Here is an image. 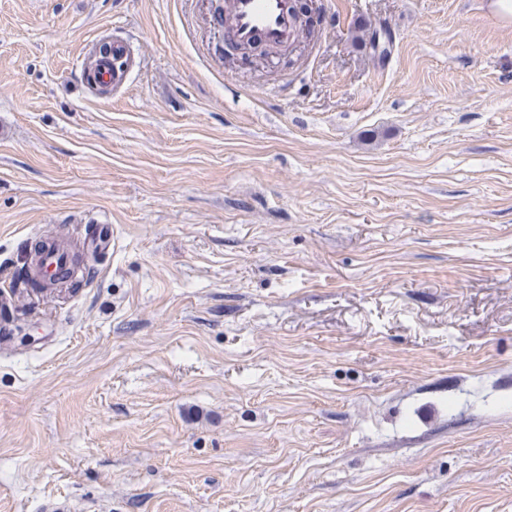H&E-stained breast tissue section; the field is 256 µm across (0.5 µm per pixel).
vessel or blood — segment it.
<instances>
[{
    "instance_id": "b4317fda",
    "label": "vessel or blood",
    "mask_w": 512,
    "mask_h": 512,
    "mask_svg": "<svg viewBox=\"0 0 512 512\" xmlns=\"http://www.w3.org/2000/svg\"><path fill=\"white\" fill-rule=\"evenodd\" d=\"M224 25L231 38L239 44L281 46L295 38L298 27L291 8V0H227ZM130 63V54L123 42L112 44V67L104 71L105 83L119 85ZM37 278L44 285L60 281L69 264L58 246L55 236H46Z\"/></svg>"
}]
</instances>
